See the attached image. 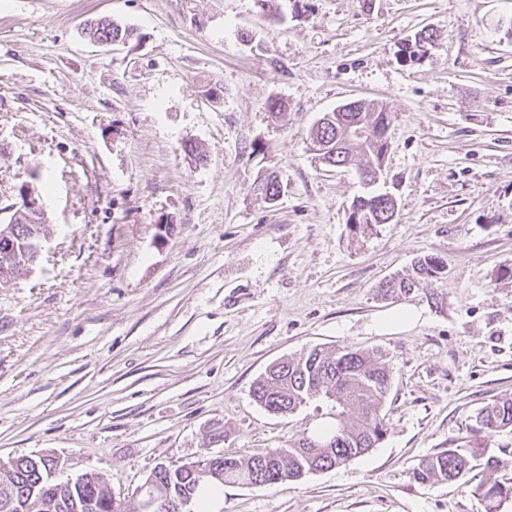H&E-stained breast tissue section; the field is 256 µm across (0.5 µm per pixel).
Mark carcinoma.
<instances>
[{
  "label": "carcinoma",
  "mask_w": 512,
  "mask_h": 512,
  "mask_svg": "<svg viewBox=\"0 0 512 512\" xmlns=\"http://www.w3.org/2000/svg\"><path fill=\"white\" fill-rule=\"evenodd\" d=\"M84 34L102 43L110 37L123 39L131 35V30L111 20L106 28L87 23ZM436 38L434 30H420L411 44L403 45V58L411 62L421 58L434 47ZM360 115L369 135L380 138L386 133L388 115L384 105L364 101ZM346 116L348 113L340 112L334 116L333 124L312 130V140L330 145V151L322 154V159L332 166H343L359 157L364 160V169L380 168L385 160L383 144L372 141L364 148L347 140ZM383 201L382 194L358 197L349 215L353 229H370L385 223ZM444 271L441 259L428 255L418 257L412 272L386 281L383 292L406 295L427 279L441 278ZM390 384L389 369L382 357L373 352L315 347L297 358L278 361L254 381V400L266 410L283 415L317 395H324L336 403V422L299 437L286 448L261 450L247 458L226 455L216 458L213 466L224 474L222 481L176 464H160L152 475L170 487L173 495H189L198 503L207 491L217 492L226 484L242 483L247 471L253 468L266 485L283 482L285 477L291 478L303 469L308 472L330 469L345 459L364 455L387 435L381 407ZM347 409L354 412L349 421L344 417ZM479 419L482 428L492 431L512 427V396L496 399L482 408ZM484 455L485 448L474 442L465 452L457 448L443 450L423 458L413 468V479L424 485L459 480L472 469L471 462ZM48 462L53 459L39 458L34 463L23 456L9 480L11 494L18 505L27 506L25 512H42L39 495L51 494L47 490ZM474 493L485 502V512H497L503 496L512 494V487L485 482L478 484ZM53 512H126V507L108 502L107 481L102 475L85 473L72 490L60 492Z\"/></svg>",
  "instance_id": "obj_1"
}]
</instances>
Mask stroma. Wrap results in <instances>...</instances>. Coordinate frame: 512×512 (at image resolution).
<instances>
[{"instance_id":"stroma-1","label":"stroma","mask_w":512,"mask_h":512,"mask_svg":"<svg viewBox=\"0 0 512 512\" xmlns=\"http://www.w3.org/2000/svg\"><path fill=\"white\" fill-rule=\"evenodd\" d=\"M277 3L0 0V224L21 185L46 206L39 260L0 288V456L99 473L133 512L159 464L245 458L328 422L322 395L286 415L256 404L271 363L369 349L391 373L384 440L298 480L225 485L216 512H484L474 486H512V427L476 422L512 395V0ZM101 17L128 42L85 38ZM424 28L436 46L404 61ZM358 99L389 112L371 187L310 147ZM268 173L273 203L255 192ZM371 191L397 216L354 231ZM425 255L440 280L382 295ZM403 307L418 319L387 325ZM474 439L498 470L413 479Z\"/></svg>"}]
</instances>
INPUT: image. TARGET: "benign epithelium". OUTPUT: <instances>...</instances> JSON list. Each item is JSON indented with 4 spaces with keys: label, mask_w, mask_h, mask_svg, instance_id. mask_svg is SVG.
<instances>
[{
    "label": "benign epithelium",
    "mask_w": 512,
    "mask_h": 512,
    "mask_svg": "<svg viewBox=\"0 0 512 512\" xmlns=\"http://www.w3.org/2000/svg\"><path fill=\"white\" fill-rule=\"evenodd\" d=\"M21 204L6 224H0V288L10 285V271L37 262L42 251L38 219L45 216L35 192L24 186L19 189ZM141 512H192L191 499H171L160 483L150 479L137 491Z\"/></svg>",
    "instance_id": "benign-epithelium-1"
}]
</instances>
